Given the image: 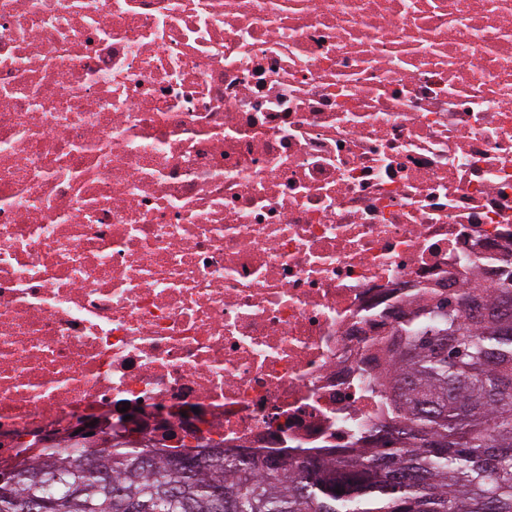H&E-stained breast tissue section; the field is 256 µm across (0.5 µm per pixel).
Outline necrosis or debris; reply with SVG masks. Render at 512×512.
I'll return each instance as SVG.
<instances>
[{
	"mask_svg": "<svg viewBox=\"0 0 512 512\" xmlns=\"http://www.w3.org/2000/svg\"><path fill=\"white\" fill-rule=\"evenodd\" d=\"M510 272L512 0H0V469L345 455Z\"/></svg>",
	"mask_w": 512,
	"mask_h": 512,
	"instance_id": "1",
	"label": "necrosis or debris"
}]
</instances>
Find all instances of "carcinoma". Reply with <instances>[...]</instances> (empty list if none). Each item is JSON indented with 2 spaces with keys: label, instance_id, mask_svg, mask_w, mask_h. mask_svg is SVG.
Instances as JSON below:
<instances>
[{
  "label": "carcinoma",
  "instance_id": "1",
  "mask_svg": "<svg viewBox=\"0 0 512 512\" xmlns=\"http://www.w3.org/2000/svg\"><path fill=\"white\" fill-rule=\"evenodd\" d=\"M397 332L392 424L346 459L63 448L0 484V512H512V273L480 320L439 297Z\"/></svg>",
  "mask_w": 512,
  "mask_h": 512
}]
</instances>
